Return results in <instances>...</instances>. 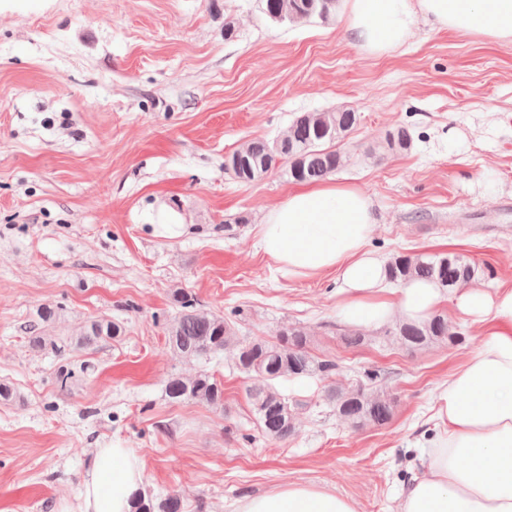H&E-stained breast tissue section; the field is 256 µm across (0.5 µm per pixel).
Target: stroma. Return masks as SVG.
Listing matches in <instances>:
<instances>
[{"label": "stroma", "instance_id": "stroma-1", "mask_svg": "<svg viewBox=\"0 0 512 512\" xmlns=\"http://www.w3.org/2000/svg\"><path fill=\"white\" fill-rule=\"evenodd\" d=\"M233 36H225V27ZM350 108L331 182L365 192L385 260L458 252L474 286L512 289V43L432 29L363 52L337 15L277 23L260 0H0V512H76L97 449H132L142 490L185 512H237L245 497L316 483L360 512H399L439 434L435 397L473 354L477 328L445 303L455 344L401 347L385 328L346 347L336 271L284 276L257 245L266 212L295 182L284 168L241 183L224 171L243 141L284 135L296 116ZM408 127L412 145L387 136ZM275 341L303 328L341 366L277 382L296 402L287 441L261 431L231 351L185 359L167 343L175 290ZM57 346L31 350L42 305ZM118 339L76 342L97 319ZM91 362L67 390L63 363ZM368 370L396 400L385 427L336 416L329 384ZM224 383V405L169 403L170 375Z\"/></svg>", "mask_w": 512, "mask_h": 512}]
</instances>
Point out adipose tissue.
Segmentation results:
<instances>
[{"label": "adipose tissue", "instance_id": "ef3b65f1", "mask_svg": "<svg viewBox=\"0 0 512 512\" xmlns=\"http://www.w3.org/2000/svg\"><path fill=\"white\" fill-rule=\"evenodd\" d=\"M346 31L379 55L406 41L419 20L435 29L512 42V0H340ZM378 219L364 192L322 182L299 187L266 214L260 247L291 278L339 274V321L378 328L393 318L420 322L445 302L483 323L476 352L438 393L443 424L423 473L403 491L402 512H512V290L444 288L412 281L385 288L387 265L368 250ZM142 485L131 449L101 448L84 482L79 512H130ZM238 512H359L357 502L318 484L289 483L245 497Z\"/></svg>", "mask_w": 512, "mask_h": 512}]
</instances>
